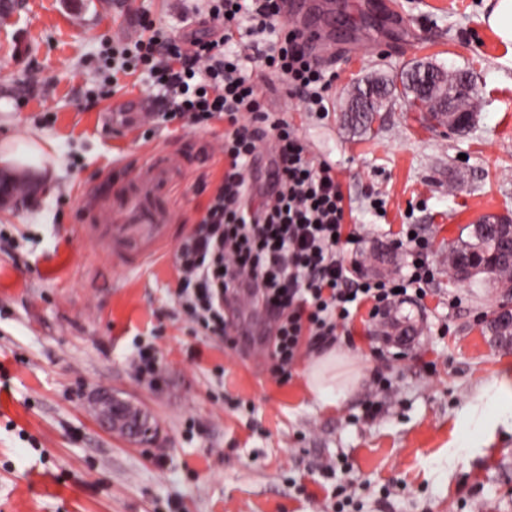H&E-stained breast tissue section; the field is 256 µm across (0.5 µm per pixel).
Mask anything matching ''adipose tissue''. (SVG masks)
<instances>
[{"label": "adipose tissue", "instance_id": "ef3b65f1", "mask_svg": "<svg viewBox=\"0 0 512 512\" xmlns=\"http://www.w3.org/2000/svg\"><path fill=\"white\" fill-rule=\"evenodd\" d=\"M360 380L355 363L336 353H328L315 360L308 370L311 393L323 405L338 406L347 399Z\"/></svg>", "mask_w": 512, "mask_h": 512}]
</instances>
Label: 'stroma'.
Masks as SVG:
<instances>
[{
    "instance_id": "obj_1",
    "label": "stroma",
    "mask_w": 512,
    "mask_h": 512,
    "mask_svg": "<svg viewBox=\"0 0 512 512\" xmlns=\"http://www.w3.org/2000/svg\"><path fill=\"white\" fill-rule=\"evenodd\" d=\"M489 2L332 0L312 18L334 50L323 119L281 78L253 72L266 109L334 166L345 226L360 231L347 259L391 245L386 271H403L398 242L413 224L437 269L427 295L390 318L366 303L339 321L332 348L362 380L336 408L307 385L323 348L304 345L287 381L271 374V318L249 305L250 289L225 303V337L171 297L174 254L224 175V125H120L118 103L154 92L147 76L113 78L99 57L141 35L145 15L211 36L195 0H24L0 23V141L50 145L38 191L0 207V512H512V432L459 420L496 381L512 409V348L485 332L506 296L448 273L470 224L512 218V43L487 26ZM421 62L476 75L467 131L406 111L396 91L372 131L351 128L356 84ZM156 164L168 177L141 187ZM144 208L161 222H142ZM394 317L409 318V335L391 334ZM148 344L162 363L154 382L132 364ZM100 389L149 414L155 443L103 428L89 402Z\"/></svg>"
}]
</instances>
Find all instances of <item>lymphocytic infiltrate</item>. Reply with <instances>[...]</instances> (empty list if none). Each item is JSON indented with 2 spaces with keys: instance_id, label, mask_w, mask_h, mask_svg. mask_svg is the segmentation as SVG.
I'll list each match as a JSON object with an SVG mask.
<instances>
[{
  "instance_id": "f902f5d3",
  "label": "lymphocytic infiltrate",
  "mask_w": 512,
  "mask_h": 512,
  "mask_svg": "<svg viewBox=\"0 0 512 512\" xmlns=\"http://www.w3.org/2000/svg\"><path fill=\"white\" fill-rule=\"evenodd\" d=\"M208 13L223 28L216 38L176 37L144 20L148 37L123 49L122 66L147 72L162 104L149 123L184 121L197 129L224 124V177L176 253V294L190 321L223 335L224 299L249 286L272 318L265 356L273 373L287 379L304 339L325 345L351 305L373 301L389 310L423 297L435 274L428 244L406 236L407 270L371 280L356 275L342 252L355 244L344 234L343 197L334 168L311 157L294 127L265 111L261 92L245 63L272 69L287 81L289 96L327 116L325 92L335 75L307 49L302 32L283 25L277 0H208ZM272 30L273 41L256 43L249 56L230 51L234 29ZM273 143V192L251 206L245 172L262 144Z\"/></svg>"
}]
</instances>
